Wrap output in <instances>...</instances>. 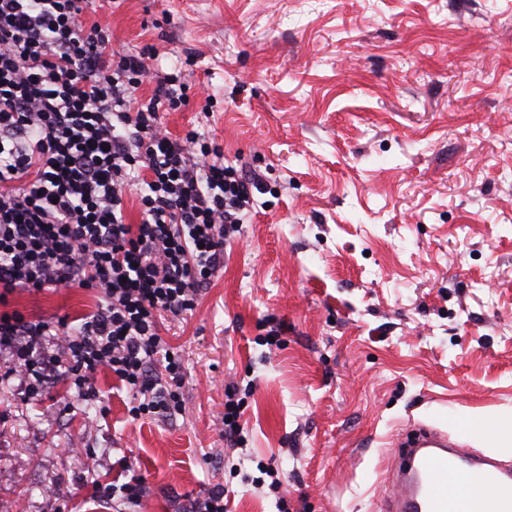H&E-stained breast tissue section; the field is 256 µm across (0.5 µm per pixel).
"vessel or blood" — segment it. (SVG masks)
<instances>
[{"label":"vessel or blood","instance_id":"b4317fda","mask_svg":"<svg viewBox=\"0 0 512 512\" xmlns=\"http://www.w3.org/2000/svg\"><path fill=\"white\" fill-rule=\"evenodd\" d=\"M393 512H512V469L427 429L406 445Z\"/></svg>","mask_w":512,"mask_h":512}]
</instances>
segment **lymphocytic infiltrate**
<instances>
[{
	"label": "lymphocytic infiltrate",
	"mask_w": 512,
	"mask_h": 512,
	"mask_svg": "<svg viewBox=\"0 0 512 512\" xmlns=\"http://www.w3.org/2000/svg\"><path fill=\"white\" fill-rule=\"evenodd\" d=\"M91 9L0 0V302L76 286L102 298L74 329L1 312L0 354L7 376H62L86 400L108 372L133 417L167 418L184 407V373L159 318L196 309L258 183L206 135L170 136L163 115L188 105L190 85L155 68L153 47L114 53L111 29L87 24ZM132 190L136 224L124 215Z\"/></svg>",
	"instance_id": "f902f5d3"
}]
</instances>
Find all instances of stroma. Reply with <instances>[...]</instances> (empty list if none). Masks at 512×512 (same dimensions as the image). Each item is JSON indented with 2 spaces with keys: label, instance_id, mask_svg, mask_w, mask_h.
<instances>
[{
  "label": "stroma",
  "instance_id": "1",
  "mask_svg": "<svg viewBox=\"0 0 512 512\" xmlns=\"http://www.w3.org/2000/svg\"><path fill=\"white\" fill-rule=\"evenodd\" d=\"M114 51L153 45L209 135L264 192L194 314L162 318L185 409L133 419L98 373L0 385V512H385L408 429L512 411V0H93ZM212 111H205V104ZM92 288L8 307L76 322ZM280 329V341L267 334ZM242 400L224 439V389ZM277 470L278 501L258 486ZM140 478L137 505L80 495Z\"/></svg>",
  "mask_w": 512,
  "mask_h": 512
}]
</instances>
